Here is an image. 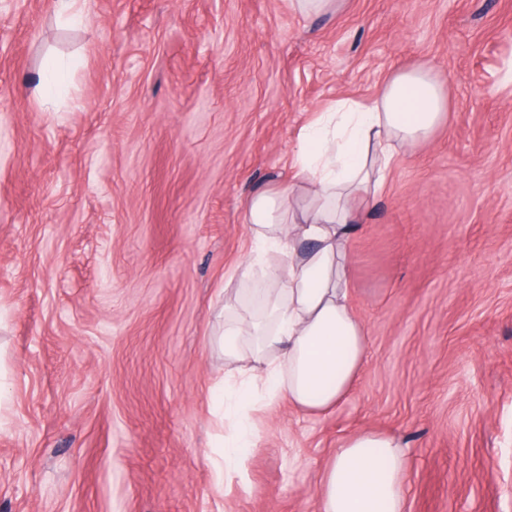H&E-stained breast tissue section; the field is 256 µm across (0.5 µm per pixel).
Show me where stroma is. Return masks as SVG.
I'll use <instances>...</instances> for the list:
<instances>
[{"mask_svg": "<svg viewBox=\"0 0 512 512\" xmlns=\"http://www.w3.org/2000/svg\"><path fill=\"white\" fill-rule=\"evenodd\" d=\"M23 3L0 0V512H320L365 429L400 441L409 512H512V0H86L77 26ZM419 65L448 121L353 238V391L233 415L214 334L248 198L319 110ZM251 431L244 426L236 442L224 448V469L225 472H232L240 468L244 461L245 447L250 446Z\"/></svg>", "mask_w": 512, "mask_h": 512, "instance_id": "obj_1", "label": "stroma"}]
</instances>
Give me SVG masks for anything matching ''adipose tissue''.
I'll list each match as a JSON object with an SVG mask.
<instances>
[{
  "instance_id": "ef3b65f1",
  "label": "adipose tissue",
  "mask_w": 512,
  "mask_h": 512,
  "mask_svg": "<svg viewBox=\"0 0 512 512\" xmlns=\"http://www.w3.org/2000/svg\"><path fill=\"white\" fill-rule=\"evenodd\" d=\"M447 112L440 75L424 66L396 72L372 101L336 100L303 127L291 180L248 199L262 286L225 304L222 334L243 388L262 383L309 414L332 411L351 392L367 360L349 303L353 235L395 157L429 139ZM403 468L392 436L346 438L321 475L320 512H406Z\"/></svg>"
}]
</instances>
